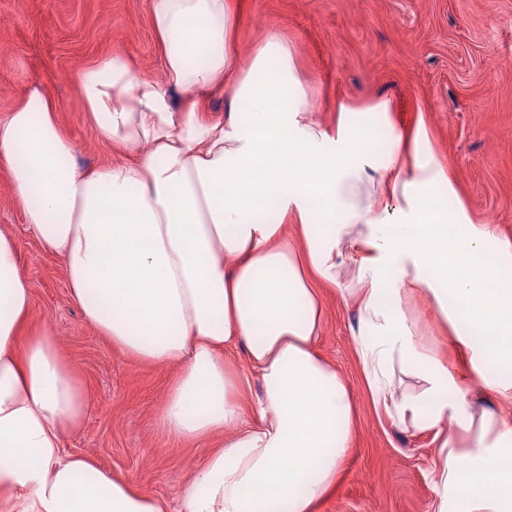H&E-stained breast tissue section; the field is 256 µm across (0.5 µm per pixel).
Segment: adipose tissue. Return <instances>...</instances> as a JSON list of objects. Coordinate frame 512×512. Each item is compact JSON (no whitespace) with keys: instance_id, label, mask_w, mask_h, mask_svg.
<instances>
[{"instance_id":"adipose-tissue-1","label":"adipose tissue","mask_w":512,"mask_h":512,"mask_svg":"<svg viewBox=\"0 0 512 512\" xmlns=\"http://www.w3.org/2000/svg\"><path fill=\"white\" fill-rule=\"evenodd\" d=\"M151 17L163 80L136 76L119 51L80 76L92 129L133 159L80 168L37 85L0 116V156L84 320L137 360L177 366L161 429L184 443L222 433L178 512H315L335 488L355 406L316 351L320 282L356 307L350 334L373 404L438 438L441 501L512 512V429L475 409L402 308L423 289L457 347L512 371V241L472 219L425 116L403 131L389 100H341L325 127L278 33L232 67L230 0H152ZM217 87L230 107L202 118ZM33 305L0 231V512H169L131 479L64 454L88 397L50 330L20 339ZM234 344L262 386L249 409L224 359ZM399 375L413 387L397 391Z\"/></svg>"}]
</instances>
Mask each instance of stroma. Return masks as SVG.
<instances>
[{"mask_svg":"<svg viewBox=\"0 0 512 512\" xmlns=\"http://www.w3.org/2000/svg\"><path fill=\"white\" fill-rule=\"evenodd\" d=\"M151 3L0 0V44L7 47L0 53V114L38 84L53 101L80 167L129 158L91 128L79 76L122 51L139 77L163 78ZM271 31L296 49L297 65L316 94L315 121L333 124L340 98L389 99L400 127L426 116L473 219L492 220L499 237L512 239V0H234L235 65H246ZM0 229L15 238L19 270L34 295L26 333L51 330L88 395L86 416L65 437V452L91 456L142 491L177 501L208 445L176 441L157 423L176 367L142 363L83 321L60 259L25 222L2 158ZM319 291L325 312L317 350L352 390L357 418L341 479L316 512H438L433 432L404 429L372 406L350 336L354 313L335 286ZM407 306L478 406L512 428V398L472 377L469 356L437 325L425 292L415 290Z\"/></svg>","mask_w":512,"mask_h":512,"instance_id":"1","label":"stroma"}]
</instances>
